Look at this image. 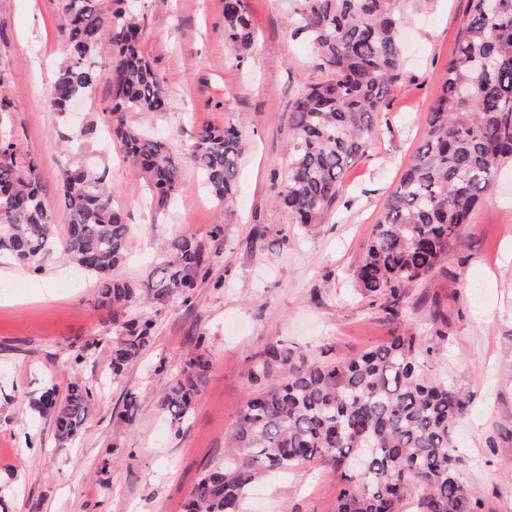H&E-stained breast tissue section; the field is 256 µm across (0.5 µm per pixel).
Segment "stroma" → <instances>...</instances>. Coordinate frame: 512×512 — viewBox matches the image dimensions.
<instances>
[{
  "mask_svg": "<svg viewBox=\"0 0 512 512\" xmlns=\"http://www.w3.org/2000/svg\"><path fill=\"white\" fill-rule=\"evenodd\" d=\"M64 0H0V137L16 160L34 159L54 216L69 217L63 172L109 167L112 203L131 226L116 278L139 281L176 236L191 234L216 256L190 303L136 305L154 333L136 362L112 377V321L94 305L96 280L62 249L41 271L0 256V503L7 512H183L207 467L224 460V436L255 389L249 372L267 344L297 346L325 360L385 343L397 326L434 345L429 373L468 400L455 436L460 477L481 512H512V163L474 211L435 274L407 289L402 320L383 300L354 288L351 273L404 165L418 146L469 0H435L402 30L405 68L376 116L372 146L349 169L341 196L314 226L291 223L275 203L288 172L291 103L322 81L306 38L292 33V0H246L257 32L247 59L224 44V0H136L143 51L165 80L168 111L129 113L170 141L185 187L165 210L104 131L110 88L100 82L62 116L46 100L64 57ZM234 125L242 164L232 201L202 186L185 149L201 128ZM224 227L212 240V225ZM208 344L206 384L191 419L174 431L159 406L197 337ZM89 392V419L60 449L50 418L30 403L48 386L65 397L72 381ZM133 424L117 418L127 393ZM341 484L328 466L257 479L243 512H334Z\"/></svg>",
  "mask_w": 512,
  "mask_h": 512,
  "instance_id": "1",
  "label": "stroma"
}]
</instances>
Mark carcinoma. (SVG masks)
Returning <instances> with one entry per match:
<instances>
[{"label": "carcinoma", "instance_id": "carcinoma-1", "mask_svg": "<svg viewBox=\"0 0 512 512\" xmlns=\"http://www.w3.org/2000/svg\"><path fill=\"white\" fill-rule=\"evenodd\" d=\"M127 0H66V59L48 106L63 114L76 98L106 81L112 90L107 133L147 179L155 206L166 209L182 189V169L169 142L127 123L128 112L167 111L164 79L143 50V26ZM432 0H294L295 32L305 34L323 81L292 102L288 176L279 205L294 224H316L344 189L348 167L371 146L375 117L402 74L400 31ZM112 52L100 63L103 31ZM224 42L242 62L255 43L245 0H224ZM242 149L232 126L202 128L188 155L211 195L235 194ZM512 159V0L485 10L470 0L446 76L427 115L422 140L369 232L352 277L367 296L389 298L401 315L407 288L449 258L451 243L489 190L502 162ZM62 193L68 234L57 243L38 166L14 159L0 139V254L39 271L61 245L97 280L95 305L112 316V375L135 362L153 334L149 318L128 317L137 303L189 300L211 272L214 257L191 235L170 242L163 265L144 283L112 277L127 260L131 227L112 205L106 172L84 164L67 169ZM434 346L407 330L353 357L319 361L294 346L272 343L249 373L259 384L225 439L224 462L201 474L184 512H241L252 482L329 465L341 472L336 512H479L461 481L454 428L467 401L449 381L427 374ZM205 339L159 399L180 432L206 382ZM89 393L71 384L61 402L47 388L32 408L52 418L59 447L83 430ZM138 399L126 396L118 419L133 421Z\"/></svg>", "mask_w": 512, "mask_h": 512}]
</instances>
